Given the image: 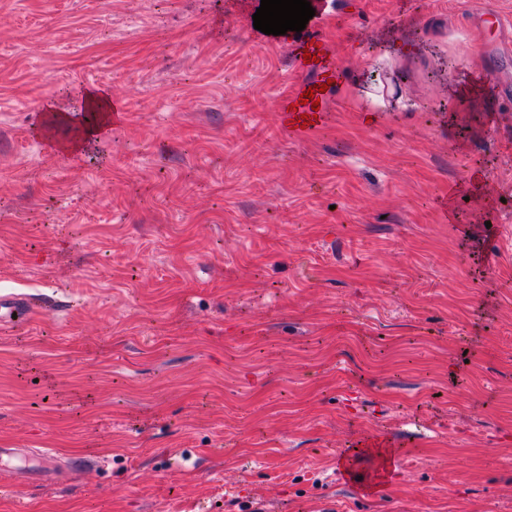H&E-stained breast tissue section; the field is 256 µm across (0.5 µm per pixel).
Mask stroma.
Returning a JSON list of instances; mask_svg holds the SVG:
<instances>
[{"instance_id": "stroma-1", "label": "stroma", "mask_w": 512, "mask_h": 512, "mask_svg": "<svg viewBox=\"0 0 512 512\" xmlns=\"http://www.w3.org/2000/svg\"><path fill=\"white\" fill-rule=\"evenodd\" d=\"M260 2L0 0V448L61 473L0 512H512V0ZM90 87L126 122L44 146ZM36 308L33 298L24 294L9 293L0 296V323L14 324L27 320ZM16 313V318H12Z\"/></svg>"}]
</instances>
